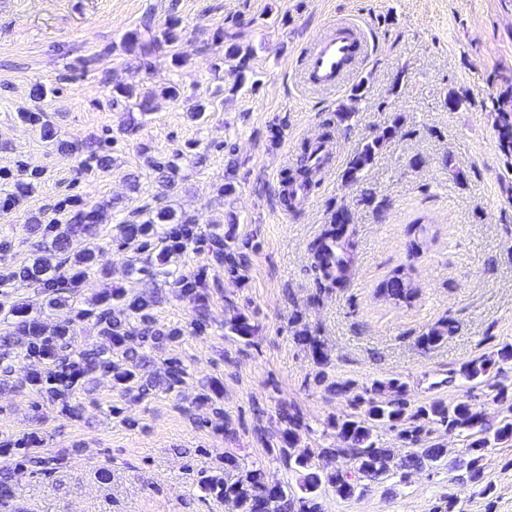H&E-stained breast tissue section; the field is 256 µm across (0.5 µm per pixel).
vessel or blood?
<instances>
[{"label":"vessel or blood","mask_w":512,"mask_h":512,"mask_svg":"<svg viewBox=\"0 0 512 512\" xmlns=\"http://www.w3.org/2000/svg\"><path fill=\"white\" fill-rule=\"evenodd\" d=\"M361 30L352 24L334 25L331 33L313 38L304 50L307 77L316 86L333 89L365 57Z\"/></svg>","instance_id":"obj_1"}]
</instances>
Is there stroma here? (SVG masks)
<instances>
[{
  "label": "stroma",
  "instance_id": "stroma-1",
  "mask_svg": "<svg viewBox=\"0 0 512 512\" xmlns=\"http://www.w3.org/2000/svg\"><path fill=\"white\" fill-rule=\"evenodd\" d=\"M158 23L176 18V52L186 65L157 59L153 73L130 69L121 48L145 13ZM248 21L253 73L241 87L216 69L217 53L204 51L215 33L235 20ZM351 20L369 39L370 54L335 90L303 80V50L334 23ZM158 89L165 80L184 91L176 101L156 97L154 110L134 133L128 115L112 108L113 80ZM49 92L40 103L60 140L106 152L112 165L83 169L80 157L42 139L38 125L21 119L35 82ZM362 98L350 128L334 125V110L356 84ZM467 92L469 104L452 108L449 91ZM512 97V0H0V189L13 191L16 166L39 172L36 189L18 205L0 209V239L12 243L10 260L20 265L37 255L31 220L45 217L57 200L75 195L86 206L115 207L101 228L99 263L111 278L88 275L61 306L42 305L49 326L70 320L103 291H157L159 324L183 334L154 362L180 357L189 376L178 392L162 390L136 399L99 377L91 392L78 393L75 415L39 398L24 383L38 362L13 360L11 384L0 385V439L37 433L46 454L63 457L53 472H17L15 512H229L204 497L191 476L224 452L264 469L269 482L296 484L282 457V410L304 422L299 445L333 443V418L349 413L332 383L371 385L398 378L418 407L437 399L472 396L489 415L505 413L490 384L460 377L462 364L512 343V157L497 144L492 98ZM215 104L205 122L192 120L196 102ZM403 123L386 142L362 182L342 174L355 149L390 125ZM284 124L280 140L269 128ZM325 140L328 164L319 185L298 211L278 201L280 180L302 143ZM182 153L171 198L177 210L202 225L234 223L238 243L249 244L243 279L223 270L209 307L208 333L190 332L189 306L169 289L126 276L128 254L112 245L128 211L151 204L158 192L149 157ZM205 154L194 165L196 154ZM242 163L232 195L221 194L229 154ZM465 175L457 183L452 169ZM374 188L386 205L374 212L359 204ZM353 214L354 242L347 287L318 292L309 269L307 244L325 223L329 207ZM431 224L436 239L415 259L420 295L412 306L375 296L376 286L407 259L405 229L417 218ZM257 325L250 341L224 333L228 306ZM453 318L458 329L427 348L418 338L431 324ZM320 341L322 359L299 343L295 329ZM224 386L219 426H201L211 412L195 397L209 381ZM429 439L448 449L440 469L389 476L344 500L321 491L324 512H433L449 494L462 512H512V445L488 448L486 474L495 503L460 493L455 463L467 442L435 428Z\"/></svg>",
  "mask_w": 512,
  "mask_h": 512
}]
</instances>
